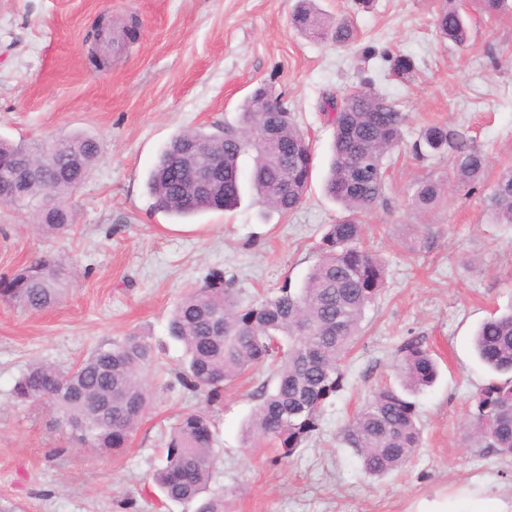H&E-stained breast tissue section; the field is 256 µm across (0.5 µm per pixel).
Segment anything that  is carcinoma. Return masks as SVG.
<instances>
[{
    "label": "carcinoma",
    "instance_id": "1",
    "mask_svg": "<svg viewBox=\"0 0 512 512\" xmlns=\"http://www.w3.org/2000/svg\"><path fill=\"white\" fill-rule=\"evenodd\" d=\"M291 21L299 34L314 41L341 45L354 39V29L324 13L316 0H299ZM434 25L442 38L468 45L469 24L459 0H443ZM414 70L410 55L391 59L390 71L397 79H409ZM273 97L267 87L255 88L241 107L237 128L174 136L147 178L156 210L186 217L236 206L244 155L252 156L250 184L259 202L283 214L298 207L310 186L314 154L287 106L279 112L261 111ZM320 109L334 126L325 188L345 216L329 225L318 242V262L301 287L293 290L285 284L273 295L246 302L231 282L212 274L180 299L168 324L169 335L184 350L177 382L209 405L220 402L224 385L240 376L269 372L271 382L258 387L246 440L270 442L284 458L319 434L325 405L345 387L344 362L363 332L366 311L384 287V265L361 246L363 217L384 200L385 160L401 141L405 122L390 99L365 86L339 99L323 97ZM415 151L448 163L446 176L426 178L410 195L418 213L440 205L451 181L476 188L489 163L486 152L443 124L427 126ZM99 154L98 142L82 136L30 145L1 141L0 175L22 156L37 164L38 171L28 182L0 186V204L16 201L20 208L33 209L48 234L72 231L68 196L85 181ZM191 155L214 168V180L204 193L185 174ZM486 204L498 222L512 224L511 165L499 173ZM69 286L62 260L45 254L0 277V299L39 312L56 305ZM473 345L492 377L471 398L468 441L512 457V309L484 320ZM154 359L152 346L130 332L67 370L45 362L29 364L15 382L13 397L48 406L77 444L113 453L126 447L149 407L145 377ZM397 369L401 388L375 391L342 431L343 443L355 450L368 476L402 470L420 446L419 417L407 393L430 387L437 365L423 343L411 339L401 348ZM215 443L206 410L179 417L166 444L165 463L154 473L166 499L191 502L206 492L197 512H224V492L209 491L217 463Z\"/></svg>",
    "mask_w": 512,
    "mask_h": 512
}]
</instances>
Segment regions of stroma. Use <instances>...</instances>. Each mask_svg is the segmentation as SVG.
<instances>
[{"instance_id": "1", "label": "stroma", "mask_w": 512, "mask_h": 512, "mask_svg": "<svg viewBox=\"0 0 512 512\" xmlns=\"http://www.w3.org/2000/svg\"><path fill=\"white\" fill-rule=\"evenodd\" d=\"M297 0H0V139L33 143L88 135L101 153L68 204L75 227L48 238L31 210L0 204V276L50 252L77 271L61 302L30 313L0 301V503L20 512H195L164 498L152 479L177 417L202 406L175 386L183 350L167 330L176 302L211 272L231 280L243 300L300 287L317 262L315 244L343 209L323 189L334 128L319 109L371 82L407 115L389 156L385 201L366 218L365 244L385 264V288L366 314L344 390L326 407L321 431L293 457L244 431L259 383L249 374L212 405L218 462L212 489L224 512H475L494 497L512 505V459L467 440L469 399L489 375L471 336L491 313L512 306V224L497 223L485 197L512 163V11L483 12L464 0L467 48L442 40L433 25L441 0H318L348 21L355 42H316L292 29ZM137 16V40L90 66L85 35L96 19L121 26ZM405 53L413 76L393 80L390 56ZM267 86L309 140L315 168L308 193L283 214L243 190L237 207L193 216L176 230L157 211L147 177L165 144L194 129L237 124L244 99ZM431 122L465 130L491 164L475 189L449 187L448 202L421 215L411 189L446 165L418 158L414 144ZM154 346L150 408L119 454L69 443L42 407L12 396L34 360L67 368L131 331ZM420 338L441 366L414 395L421 446L407 467L365 477L340 441L345 424L379 387L397 384L403 343Z\"/></svg>"}]
</instances>
